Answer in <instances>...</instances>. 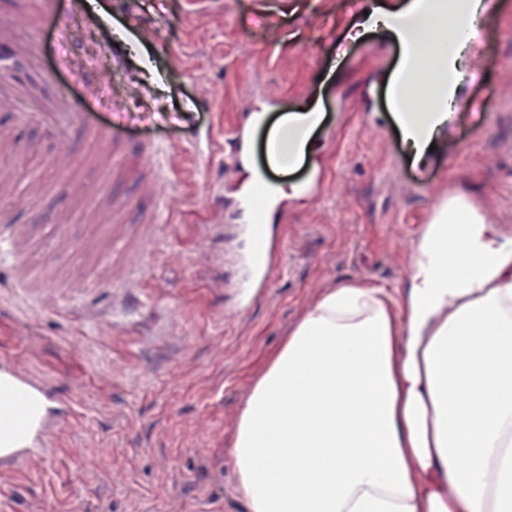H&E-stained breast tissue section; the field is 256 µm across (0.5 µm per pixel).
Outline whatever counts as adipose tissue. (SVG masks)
<instances>
[{"label": "adipose tissue", "mask_w": 512, "mask_h": 512, "mask_svg": "<svg viewBox=\"0 0 512 512\" xmlns=\"http://www.w3.org/2000/svg\"><path fill=\"white\" fill-rule=\"evenodd\" d=\"M456 89L403 124L414 163ZM248 512H512V238L452 198L410 285L345 284L269 353L231 439Z\"/></svg>", "instance_id": "ef3b65f1"}]
</instances>
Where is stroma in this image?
<instances>
[{
	"label": "stroma",
	"instance_id": "stroma-1",
	"mask_svg": "<svg viewBox=\"0 0 512 512\" xmlns=\"http://www.w3.org/2000/svg\"><path fill=\"white\" fill-rule=\"evenodd\" d=\"M73 60L47 58L51 76L85 109L112 123L122 115L121 164L111 146L73 132L77 169L57 164L43 127L0 112V130L21 151L6 169L12 187L0 211L42 232L36 215L71 219L80 251L33 253L27 270L74 288L94 270L110 226L149 217L170 225L147 259L140 287L155 305L136 329L112 320V295L97 314L60 312L56 294L27 297L0 269V343L24 366L71 373L88 407L66 429L54 458L33 462L32 487L0 494L26 512H246L229 442L265 355L326 291L347 282L409 283L417 239L439 197L468 199L484 223L512 237V0H497L460 85V107L427 165L410 161L388 107L400 51L384 29L361 30L349 0H85ZM111 24L121 57L106 95L115 111L83 95L86 48L102 52ZM320 105L312 152L291 171L269 168L265 130L289 112ZM260 110L246 168L218 150L243 112ZM210 131L209 157L193 156ZM161 146L173 182L147 191L143 148ZM287 188L284 268L265 300L224 313V242L204 227L232 221L224 205L251 189V173Z\"/></svg>",
	"mask_w": 512,
	"mask_h": 512
}]
</instances>
